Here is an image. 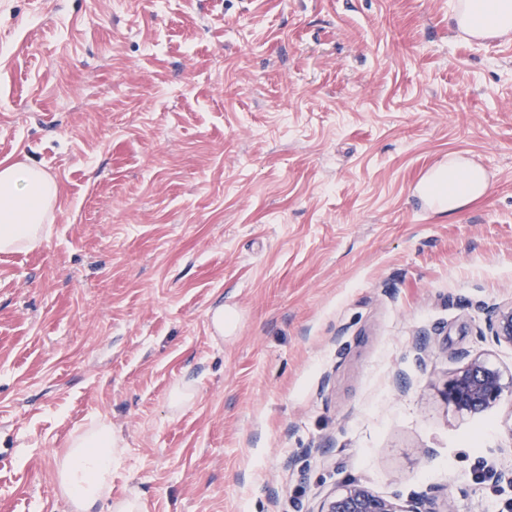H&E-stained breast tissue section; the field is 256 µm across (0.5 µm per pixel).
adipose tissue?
Masks as SVG:
<instances>
[{
    "instance_id": "obj_1",
    "label": "adipose tissue",
    "mask_w": 512,
    "mask_h": 512,
    "mask_svg": "<svg viewBox=\"0 0 512 512\" xmlns=\"http://www.w3.org/2000/svg\"><path fill=\"white\" fill-rule=\"evenodd\" d=\"M470 10L477 27L512 33V0H470ZM58 194L56 180L38 165L0 163V252L38 247ZM120 442L118 432L104 419L94 420L70 440L57 480L73 512H137L136 501H107Z\"/></svg>"
}]
</instances>
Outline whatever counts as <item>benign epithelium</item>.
<instances>
[{"label":"benign epithelium","instance_id":"obj_1","mask_svg":"<svg viewBox=\"0 0 512 512\" xmlns=\"http://www.w3.org/2000/svg\"><path fill=\"white\" fill-rule=\"evenodd\" d=\"M490 338L498 345L512 347V304L497 309L488 325ZM505 389L500 371L481 356L471 358L447 382L445 397L454 408L470 416H480L493 408ZM317 512H454L450 501L440 506L429 500L405 507L374 494L358 481H350L342 491L325 498Z\"/></svg>","mask_w":512,"mask_h":512}]
</instances>
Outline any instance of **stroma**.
<instances>
[{"label":"stroma","mask_w":512,"mask_h":512,"mask_svg":"<svg viewBox=\"0 0 512 512\" xmlns=\"http://www.w3.org/2000/svg\"><path fill=\"white\" fill-rule=\"evenodd\" d=\"M454 8L0 0V162L59 185L42 244L0 253V512H71L57 465L99 418L140 512H315L349 480L512 512V387L479 417L444 397L471 356L512 380L484 334L512 38L460 41ZM453 158L484 193L424 211Z\"/></svg>","instance_id":"stroma-1"}]
</instances>
